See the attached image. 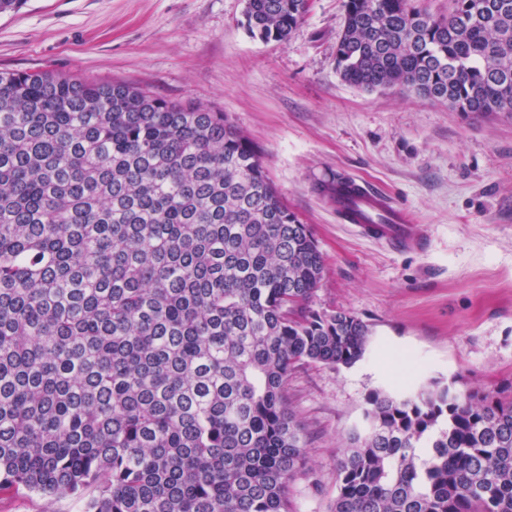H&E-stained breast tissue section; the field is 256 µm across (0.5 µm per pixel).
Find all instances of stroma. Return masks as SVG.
Listing matches in <instances>:
<instances>
[{
	"label": "stroma",
	"mask_w": 512,
	"mask_h": 512,
	"mask_svg": "<svg viewBox=\"0 0 512 512\" xmlns=\"http://www.w3.org/2000/svg\"><path fill=\"white\" fill-rule=\"evenodd\" d=\"M343 0H309L287 43L245 27L246 0H26L0 15V71L123 81L224 113L258 148L326 260L312 307L371 331L349 367L305 364L288 402L307 434L292 512H330L342 438L367 395L419 384L512 394V112H457L341 80ZM383 191L424 239L417 253L356 236L321 190L333 176ZM0 512H85L84 498L0 493Z\"/></svg>",
	"instance_id": "stroma-1"
}]
</instances>
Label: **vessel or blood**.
<instances>
[{
  "label": "vessel or blood",
  "instance_id": "vessel-or-blood-1",
  "mask_svg": "<svg viewBox=\"0 0 512 512\" xmlns=\"http://www.w3.org/2000/svg\"><path fill=\"white\" fill-rule=\"evenodd\" d=\"M331 202L341 220L362 237L403 250L423 246L405 211L366 183L352 178L337 182Z\"/></svg>",
  "mask_w": 512,
  "mask_h": 512
}]
</instances>
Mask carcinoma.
Masks as SVG:
<instances>
[{
  "instance_id": "1",
  "label": "carcinoma",
  "mask_w": 512,
  "mask_h": 512,
  "mask_svg": "<svg viewBox=\"0 0 512 512\" xmlns=\"http://www.w3.org/2000/svg\"><path fill=\"white\" fill-rule=\"evenodd\" d=\"M307 0H247L286 43ZM341 79L512 112V0H343ZM324 258L222 112L123 82L0 71V492L86 512H291L288 376L371 329L318 312ZM330 512H512V397L369 394Z\"/></svg>"
}]
</instances>
